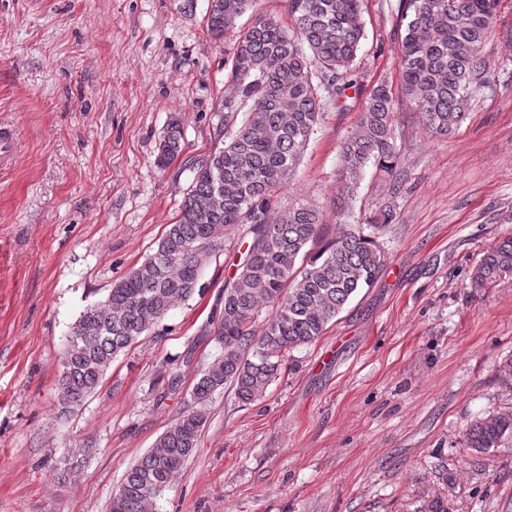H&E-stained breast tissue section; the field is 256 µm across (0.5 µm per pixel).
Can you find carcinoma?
<instances>
[{
	"label": "carcinoma",
	"mask_w": 512,
	"mask_h": 512,
	"mask_svg": "<svg viewBox=\"0 0 512 512\" xmlns=\"http://www.w3.org/2000/svg\"><path fill=\"white\" fill-rule=\"evenodd\" d=\"M363 2L286 0L288 23L268 14L240 30L238 21L255 0H213L207 33L216 43L230 41L232 83L217 103L214 147L186 159L192 185L153 253L72 326L57 380L62 407L80 408L112 362L192 297L232 229L248 225L250 239L212 315L221 355L192 380L190 408L126 471L110 512H152L157 496L199 447L212 397L230 386L244 404L263 398L288 352L317 341L385 266L384 251L364 226L391 223L392 210L336 225L335 235L313 254L307 246L323 236L322 211L281 203L323 118L319 92L336 102L357 84L353 65L365 37ZM400 2L406 20L398 52L401 97L421 113L430 135L449 136L466 120L474 94L488 87L481 51L494 32L499 0ZM395 120L393 92L381 83L369 92L356 132L340 145L337 210L348 207L368 165L398 176ZM184 150L183 127L174 118L159 142L157 165L169 166ZM507 273L512 236L484 253L472 284L480 287ZM265 309L269 315L258 329L256 318ZM509 438L512 407H504L471 423L464 446L484 453Z\"/></svg>",
	"instance_id": "1"
}]
</instances>
